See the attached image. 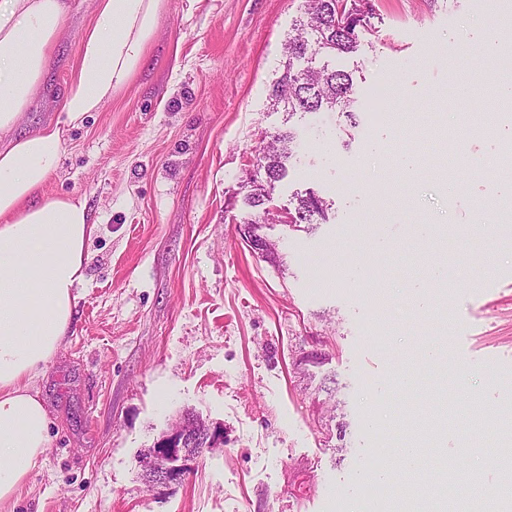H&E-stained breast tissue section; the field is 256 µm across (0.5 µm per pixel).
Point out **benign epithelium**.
Masks as SVG:
<instances>
[{
    "instance_id": "benign-epithelium-1",
    "label": "benign epithelium",
    "mask_w": 512,
    "mask_h": 512,
    "mask_svg": "<svg viewBox=\"0 0 512 512\" xmlns=\"http://www.w3.org/2000/svg\"><path fill=\"white\" fill-rule=\"evenodd\" d=\"M239 229L254 253L263 255L267 252L270 240L258 233L257 225L245 224ZM219 440L217 430L203 422L183 419L153 447L143 451L141 458L145 473L155 484L178 480L188 472L189 461L195 458L193 448L202 446L211 449Z\"/></svg>"
}]
</instances>
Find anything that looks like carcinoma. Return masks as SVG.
Listing matches in <instances>:
<instances>
[{
    "label": "carcinoma",
    "mask_w": 512,
    "mask_h": 512,
    "mask_svg": "<svg viewBox=\"0 0 512 512\" xmlns=\"http://www.w3.org/2000/svg\"><path fill=\"white\" fill-rule=\"evenodd\" d=\"M373 15L371 0H304L302 15L283 44L282 72L270 85L273 105H284L291 116L337 111L348 129L355 128L352 74L330 67L327 59L357 52L360 33L370 25ZM318 55L326 58L323 65L298 67L300 62ZM294 139L291 131L276 133L259 152L253 174L249 175L246 202L250 207L264 205L275 183L286 175L287 163L295 157ZM260 173L264 178H258ZM328 219L327 202L313 192L297 197L294 211L288 213V224L293 227Z\"/></svg>",
    "instance_id": "1"
}]
</instances>
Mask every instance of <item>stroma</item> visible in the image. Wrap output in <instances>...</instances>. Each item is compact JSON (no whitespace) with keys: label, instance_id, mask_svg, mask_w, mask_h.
Returning <instances> with one entry per match:
<instances>
[{"label":"stroma","instance_id":"stroma-1","mask_svg":"<svg viewBox=\"0 0 512 512\" xmlns=\"http://www.w3.org/2000/svg\"><path fill=\"white\" fill-rule=\"evenodd\" d=\"M373 4L358 52L330 61L355 74L352 135L338 113L291 116L268 98L303 0H166L146 66L67 129L43 194L83 197L96 229L71 330L36 383L48 450L0 512H355L364 472L398 466L395 448L415 442L423 480L441 458L479 473L476 495L500 487L497 457L512 453V203L500 197L512 112L493 114L487 91L512 58L482 49L512 30V0ZM91 22L90 0H70L23 129L62 107ZM442 127L458 140L424 150ZM288 130L297 153L262 229L274 266L238 226L247 172ZM404 153L421 166H394ZM308 191L330 218L291 230L283 219ZM419 224L442 232L416 237ZM439 266L447 282L433 279ZM312 349L320 363H302ZM409 373L416 383L401 386ZM464 405L480 426L417 437ZM188 413L223 442L182 480L147 482L139 454Z\"/></svg>","mask_w":512,"mask_h":512}]
</instances>
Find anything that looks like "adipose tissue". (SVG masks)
Listing matches in <instances>:
<instances>
[{
  "instance_id": "obj_1",
  "label": "adipose tissue",
  "mask_w": 512,
  "mask_h": 512,
  "mask_svg": "<svg viewBox=\"0 0 512 512\" xmlns=\"http://www.w3.org/2000/svg\"><path fill=\"white\" fill-rule=\"evenodd\" d=\"M163 0H95L61 115L20 132L64 35L66 0H0V503L50 442L35 388L71 327L95 232L83 198L43 196L66 127L80 125L147 60Z\"/></svg>"
}]
</instances>
